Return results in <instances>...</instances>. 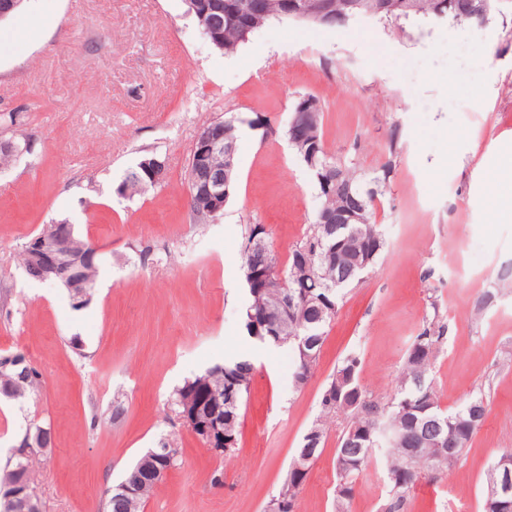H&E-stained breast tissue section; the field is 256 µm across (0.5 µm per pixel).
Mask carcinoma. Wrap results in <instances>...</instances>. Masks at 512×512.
Returning <instances> with one entry per match:
<instances>
[{
    "mask_svg": "<svg viewBox=\"0 0 512 512\" xmlns=\"http://www.w3.org/2000/svg\"><path fill=\"white\" fill-rule=\"evenodd\" d=\"M260 5L262 15L258 19L262 24L273 21L284 22L288 15L283 7L284 0H254ZM338 11H356L374 19L385 20H428L439 19L440 0H359V8L350 7L349 0H333ZM216 24H224L222 29V50L231 53L248 41L246 24L224 18L221 12L214 13ZM314 123L313 137L317 139L319 157L331 166L338 176L335 191L321 192V212L339 214H361L362 223L351 220L347 224L336 225L331 241L353 239L356 236L368 239L375 244V253L369 261L374 266L383 251L386 239L381 225L375 220V199L383 194L384 188L393 168L392 161H387L368 177L354 167H348L328 153L324 142L323 109L310 116ZM20 125L19 113L15 111L0 113V133L10 138L17 137ZM159 177L152 180L135 165L126 170L123 182L129 185L132 198L151 188L165 183L166 174L158 168ZM268 237L262 224H248L240 244L242 255V273L248 274L250 267L266 266L270 273L263 286L249 289L251 302L245 310L246 330H251L250 313L268 308L282 328V338L288 339L292 352V386L299 390L304 387L300 381L302 355L294 344V337L313 341L308 349L309 363L316 364L327 328L337 313V306L344 291L359 279L358 254L353 248L343 253L341 265L323 259L328 241L323 225L315 222L309 226L302 238L292 248L286 262H281L271 244L257 249L253 240ZM306 278L314 288L313 295L326 300L328 312L322 319L317 314H307L298 309L293 313L282 306L292 291L294 281ZM446 340V326L439 312L431 317H424L418 332L412 338L411 345L403 364L390 400L381 403L361 384L360 358L352 351L348 353L326 384L320 398L321 415L312 423L311 428L325 435L327 424L338 415L351 418L349 427L361 433L353 443L348 440V433H343L336 447V472L340 479L357 485L359 476L366 470L375 452L379 451L385 459L383 480L388 487V494L381 506V512H407L409 492L415 482L401 481V473L424 469L438 474L456 464L464 453L472 447L473 440L483 426L488 414V402L484 391L479 390L467 399L458 409L448 411L441 407L440 396L429 372L437 358L440 348ZM17 354H0V385L15 382ZM253 363L245 358L226 360L207 368L203 373L185 380L174 392L175 412L182 411V404L189 395L190 388L198 383H205L213 392L224 394L227 376H232L242 394H247L253 377ZM41 373L33 368L28 380L15 386L14 399L20 400L35 394L41 385ZM241 405L224 410V432L233 437L232 444L224 448V454H231L238 444V428L241 417ZM456 424L454 433L455 449L452 459H438L439 449L436 441L448 433L449 424ZM23 449H16L6 463V472L0 475V488L17 477H26L34 483L32 469L33 459L20 456ZM157 449L151 448L128 469L136 471L142 481L141 493L135 507H130L126 498L107 494L103 501V512H140L142 504L156 487L152 481L151 454ZM302 483L292 471H287L282 489L276 500L288 503V512H296L298 494Z\"/></svg>",
    "mask_w": 512,
    "mask_h": 512,
    "instance_id": "carcinoma-1",
    "label": "carcinoma"
}]
</instances>
